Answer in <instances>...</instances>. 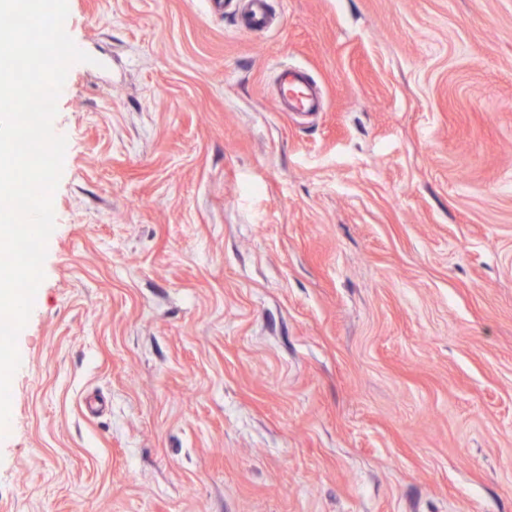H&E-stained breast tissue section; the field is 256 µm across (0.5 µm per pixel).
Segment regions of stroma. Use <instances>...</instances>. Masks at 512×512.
Returning <instances> with one entry per match:
<instances>
[{
	"label": "stroma",
	"mask_w": 512,
	"mask_h": 512,
	"mask_svg": "<svg viewBox=\"0 0 512 512\" xmlns=\"http://www.w3.org/2000/svg\"><path fill=\"white\" fill-rule=\"evenodd\" d=\"M271 3L68 0L0 512H512V0ZM268 0H248V7L241 17L242 29L257 32L266 28L268 24ZM312 84H315L313 78L304 70L289 67L278 70L276 85L286 112L321 107V102L311 94L308 88Z\"/></svg>",
	"instance_id": "1"
}]
</instances>
